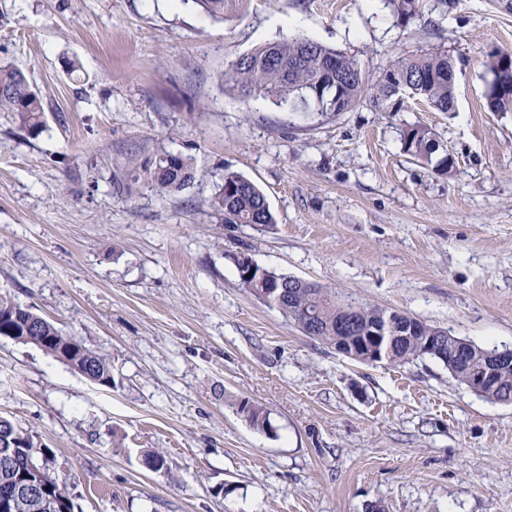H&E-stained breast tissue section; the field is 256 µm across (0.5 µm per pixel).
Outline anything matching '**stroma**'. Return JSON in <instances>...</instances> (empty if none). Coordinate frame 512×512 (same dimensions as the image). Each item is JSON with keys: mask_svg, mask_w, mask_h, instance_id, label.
Instances as JSON below:
<instances>
[{"mask_svg": "<svg viewBox=\"0 0 512 512\" xmlns=\"http://www.w3.org/2000/svg\"><path fill=\"white\" fill-rule=\"evenodd\" d=\"M293 37L354 57L373 85L397 56L447 49L456 109L323 114L225 89L238 57ZM495 49L512 50L501 0L429 2L405 27L385 0H248L227 22L194 0H0V63L46 105L36 135L0 112V294L112 361L105 387L0 337V418L51 450L78 512H512V404L428 358L336 353L242 288L235 262L244 247L512 349V112L484 97ZM417 122L450 173L405 152ZM156 151L192 157L196 181L116 193ZM228 170L264 192L274 224L207 206ZM236 404L237 413L244 415L251 425L264 431L271 428L269 413L263 407L242 399Z\"/></svg>", "mask_w": 512, "mask_h": 512, "instance_id": "35a3bbf8", "label": "stroma"}]
</instances>
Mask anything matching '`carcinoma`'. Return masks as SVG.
Wrapping results in <instances>:
<instances>
[{
  "label": "carcinoma",
  "mask_w": 512,
  "mask_h": 512,
  "mask_svg": "<svg viewBox=\"0 0 512 512\" xmlns=\"http://www.w3.org/2000/svg\"><path fill=\"white\" fill-rule=\"evenodd\" d=\"M248 0H196L209 16L224 21L238 15ZM397 22L407 25L423 14L422 0H386ZM488 79L485 99L494 112H512V68L504 66L502 52L492 51L485 61ZM224 86L242 98L262 97L279 106L289 103L313 105L320 112H348L367 101L378 108L401 103L402 96L421 100L440 112H453L456 107V61L448 51L436 48L419 55H401L386 69L383 79L369 87L358 62L336 49L313 40L294 37L259 46L240 56L224 72ZM0 112L15 115L22 131L39 132L44 125L45 104L31 88L22 72L10 65L0 64ZM405 151L416 161L433 166L435 172L445 175L454 166L448 155H437L439 143L436 133L422 123L405 127L402 133ZM169 152H157L143 160L129 161L131 177L142 180L159 194L168 195L188 186L196 178L191 159L176 155L173 165L167 163ZM207 205L224 215L226 224L266 226L275 223L263 191L242 175L226 171ZM250 259L248 248L241 245L236 256L241 287L254 295L262 294L257 281L268 269L256 263L248 277L244 261ZM282 280L284 293L274 306L278 307L296 325L306 332V318L314 315L319 324L315 340L336 348L344 344H370L382 323L391 319L399 328L398 337L384 344L382 361L404 365L418 359L430 358L448 365L449 350L457 337L449 330L429 324L406 313L378 305L348 300L332 287L309 283L299 278L274 272ZM14 326L27 330L25 343L34 344L47 353L58 356L70 351L74 370L88 374L102 386H112L109 357L91 350L65 336L50 321L35 312L22 311V305L0 296V336L4 328ZM478 396L502 402L512 396V365L496 373L492 385ZM237 412L244 415L254 427L271 428L269 413L248 400L237 402ZM0 430L19 445H27L38 453L49 455L46 448L35 443L33 435L14 426L10 421L0 422ZM10 512H54L27 495H13Z\"/></svg>",
  "instance_id": "carcinoma-1"
}]
</instances>
